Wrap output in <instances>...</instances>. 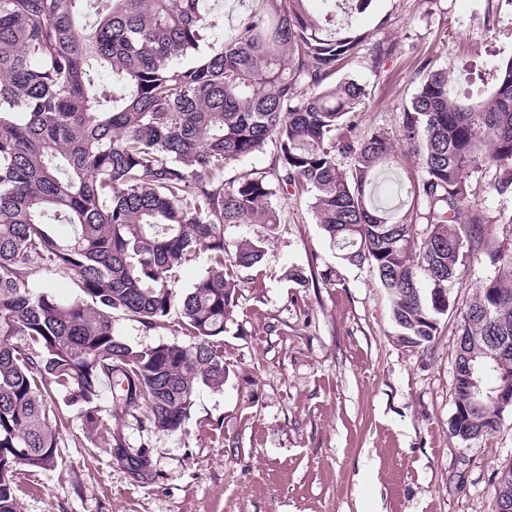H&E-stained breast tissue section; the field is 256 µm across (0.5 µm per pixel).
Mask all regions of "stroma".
<instances>
[{"mask_svg":"<svg viewBox=\"0 0 512 512\" xmlns=\"http://www.w3.org/2000/svg\"><path fill=\"white\" fill-rule=\"evenodd\" d=\"M336 18L364 35L336 74L366 92L354 118L357 140L373 129L398 136L423 65L448 68L466 89L488 64L512 58V0H373L367 14ZM382 42L396 50L375 70L371 58ZM276 167L270 141L226 163L218 177L271 179ZM276 203L275 232L261 224L224 229L230 253L244 237L270 244L262 262L243 272L217 341L223 387L201 388L176 432L139 428L106 391L92 436L77 409L55 396L63 422L58 458L44 470L17 471L19 512H496L494 488L512 466V412L469 446L449 434L459 310L490 268L470 262L435 340L410 347L397 336L376 272L339 259L308 196L281 193ZM32 268L30 288L79 297L64 270L39 258ZM292 268L317 278L296 285L286 277ZM328 268L335 284L318 278ZM113 325L134 345L192 341L176 310L150 331L121 312ZM114 433L151 448L157 482L131 480L109 448Z\"/></svg>","mask_w":512,"mask_h":512,"instance_id":"1","label":"stroma"}]
</instances>
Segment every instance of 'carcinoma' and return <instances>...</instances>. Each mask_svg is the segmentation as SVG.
<instances>
[{
	"label": "carcinoma",
	"mask_w": 512,
	"mask_h": 512,
	"mask_svg": "<svg viewBox=\"0 0 512 512\" xmlns=\"http://www.w3.org/2000/svg\"><path fill=\"white\" fill-rule=\"evenodd\" d=\"M216 0H0V512H19L14 474L57 461L49 404L63 394L92 434L101 387L138 427H184L197 391L224 385L216 339L240 282L266 241L243 238L224 257V226L281 223L275 197L310 195L315 223L352 265L368 264L391 298L401 342L422 347L448 312L450 289L476 259L491 274L461 313L456 365L470 364L483 394L456 380L449 433L462 445L500 424L494 340L512 343V220L472 196V181L512 193V59L495 65L493 90L455 88L429 70L403 105L399 142L377 130L345 144L336 131L365 90L328 79L360 37L308 0H251L224 46L200 51ZM279 146L277 184L260 174L226 185L228 161ZM416 169L398 180V204L376 203L380 173L398 150ZM410 201L422 213H403ZM68 224L58 235L53 226ZM211 267L181 299L172 271L199 252ZM71 271L83 297L29 288L32 260ZM429 292L423 293L420 280ZM179 306L194 341L131 345L115 333L123 312L152 328ZM129 454L130 478L151 450Z\"/></svg>",
	"instance_id": "carcinoma-1"
}]
</instances>
